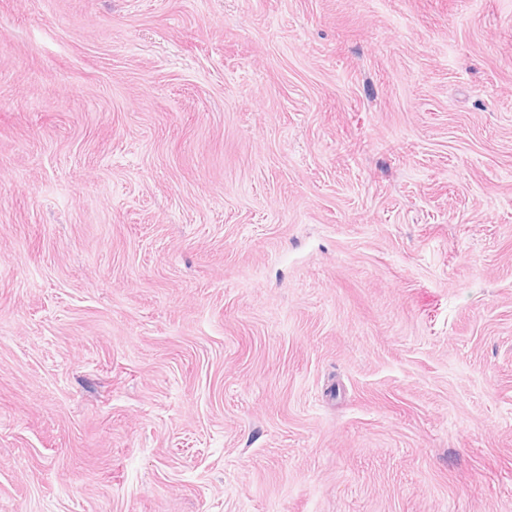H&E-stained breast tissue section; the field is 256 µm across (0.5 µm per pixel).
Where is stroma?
Wrapping results in <instances>:
<instances>
[{
    "label": "stroma",
    "mask_w": 512,
    "mask_h": 512,
    "mask_svg": "<svg viewBox=\"0 0 512 512\" xmlns=\"http://www.w3.org/2000/svg\"><path fill=\"white\" fill-rule=\"evenodd\" d=\"M0 512H512V0H0Z\"/></svg>",
    "instance_id": "obj_1"
}]
</instances>
